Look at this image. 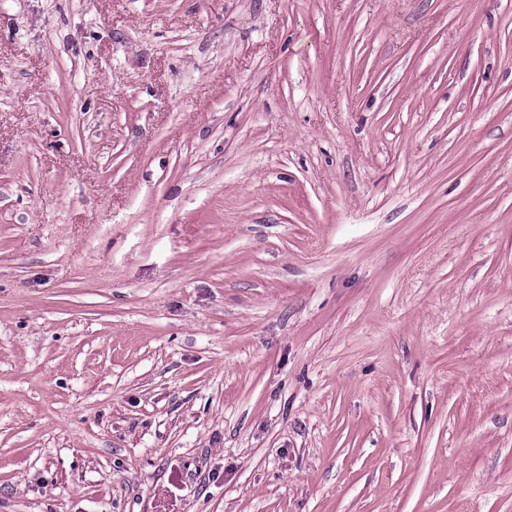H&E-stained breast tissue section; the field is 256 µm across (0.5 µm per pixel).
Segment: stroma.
Returning <instances> with one entry per match:
<instances>
[{"label":"stroma","instance_id":"1","mask_svg":"<svg viewBox=\"0 0 512 512\" xmlns=\"http://www.w3.org/2000/svg\"><path fill=\"white\" fill-rule=\"evenodd\" d=\"M0 512H512V0H0Z\"/></svg>","mask_w":512,"mask_h":512}]
</instances>
